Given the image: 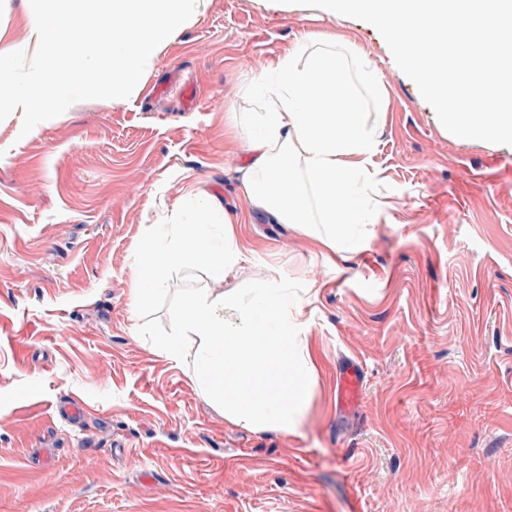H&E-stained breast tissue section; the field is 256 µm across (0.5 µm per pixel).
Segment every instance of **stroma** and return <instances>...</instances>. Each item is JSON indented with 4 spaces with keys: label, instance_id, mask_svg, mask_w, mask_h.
Segmentation results:
<instances>
[{
    "label": "stroma",
    "instance_id": "stroma-1",
    "mask_svg": "<svg viewBox=\"0 0 512 512\" xmlns=\"http://www.w3.org/2000/svg\"><path fill=\"white\" fill-rule=\"evenodd\" d=\"M29 0H0V50ZM318 35L388 92L365 247L328 270L306 235L246 208L237 124L254 78ZM0 122V512H512V146L447 132L369 23L291 0H205L134 96L74 103L21 134ZM239 217L238 266L183 270L142 305L149 225L197 194ZM277 271L307 312L314 375L296 435L232 422L159 352L197 290ZM367 388L339 416V358ZM77 400L82 423L57 415Z\"/></svg>",
    "mask_w": 512,
    "mask_h": 512
}]
</instances>
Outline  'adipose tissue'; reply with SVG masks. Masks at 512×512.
<instances>
[{
	"instance_id": "obj_1",
	"label": "adipose tissue",
	"mask_w": 512,
	"mask_h": 512,
	"mask_svg": "<svg viewBox=\"0 0 512 512\" xmlns=\"http://www.w3.org/2000/svg\"><path fill=\"white\" fill-rule=\"evenodd\" d=\"M364 88L386 108L387 91L370 63L337 52L328 38L294 47L252 83L259 108L250 122L258 133L241 170L246 203L302 226L331 264L360 246L350 227L365 215L368 191L359 178L377 145L361 111ZM218 212L201 194L195 223L178 215L152 225L135 254L134 303L187 267L203 263L220 278L239 264L232 219L216 228L208 222ZM173 319L180 335L162 343V354L188 365L227 418L284 435L299 431L314 384L310 321L287 280L272 272L245 292H199ZM183 335L195 340L193 355H184Z\"/></svg>"
}]
</instances>
